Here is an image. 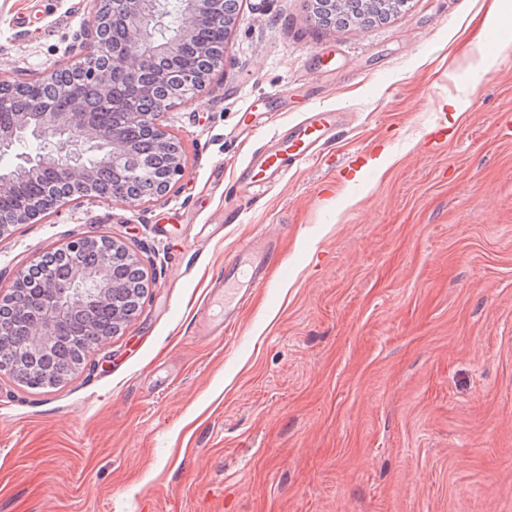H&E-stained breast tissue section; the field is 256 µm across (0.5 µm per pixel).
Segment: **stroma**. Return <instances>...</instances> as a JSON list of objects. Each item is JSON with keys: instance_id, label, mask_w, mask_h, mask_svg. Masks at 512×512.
Here are the masks:
<instances>
[{"instance_id": "1", "label": "stroma", "mask_w": 512, "mask_h": 512, "mask_svg": "<svg viewBox=\"0 0 512 512\" xmlns=\"http://www.w3.org/2000/svg\"><path fill=\"white\" fill-rule=\"evenodd\" d=\"M487 2L334 28L239 0L223 67L160 117L183 162L163 195L0 237V289L88 233L148 283L64 383L0 376V512H512V22L484 27ZM94 9L0 0V76L79 59ZM314 110L345 112L336 140L251 193L242 170ZM252 240L267 284L236 336L203 334Z\"/></svg>"}]
</instances>
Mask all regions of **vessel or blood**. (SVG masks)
<instances>
[{"instance_id": "b4317fda", "label": "vessel or blood", "mask_w": 512, "mask_h": 512, "mask_svg": "<svg viewBox=\"0 0 512 512\" xmlns=\"http://www.w3.org/2000/svg\"><path fill=\"white\" fill-rule=\"evenodd\" d=\"M336 126L332 112H313L288 137L280 139L277 148L265 155L257 168L249 170L244 181L256 187L264 185L267 178L286 174L289 167L309 159L315 145ZM267 251L260 245L241 248L232 262L225 267L224 277L218 283L221 310L212 316L213 330L228 335L234 331L238 313L253 288L266 281Z\"/></svg>"}]
</instances>
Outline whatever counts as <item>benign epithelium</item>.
I'll use <instances>...</instances> for the list:
<instances>
[{
	"instance_id": "obj_1",
	"label": "benign epithelium",
	"mask_w": 512,
	"mask_h": 512,
	"mask_svg": "<svg viewBox=\"0 0 512 512\" xmlns=\"http://www.w3.org/2000/svg\"><path fill=\"white\" fill-rule=\"evenodd\" d=\"M100 8L93 27L110 19H120L126 29L125 38L111 43L99 36L90 41L87 52L66 68L89 77L97 84L101 95L110 92L112 78L123 74L133 81L139 79L145 69L157 71L158 78L168 80V70L163 63L181 50L190 37L192 29L199 25H218L230 32L234 22L224 21L223 0H178L182 24L174 37H159L156 31L164 26L168 5L163 0H99ZM199 53L205 61L200 70L184 72L178 76L173 95L149 96L142 105L134 102L126 112L129 123L139 125L154 135L156 142L163 146L171 142L167 131L161 126L159 116L175 99L201 92L208 76L224 62V42L204 45ZM112 64L109 71L100 69L103 60ZM60 68L49 72L44 83L52 89V99L42 97L30 99L24 111L15 114L12 127L0 129V150L12 151L21 137L29 135L40 143L35 156H24L18 163L24 176L47 179L53 184L68 183L74 187L73 194L90 196L97 167L122 168L131 154L129 146L118 133L107 137L108 151L96 165L88 166L89 151L95 149L100 137L93 134L87 123L78 84L65 77H57ZM43 212L37 208L0 207V237L16 224H29ZM119 250L125 259L139 264L137 257L110 240L101 247V240L95 235H86L69 242L56 250L70 260L72 265L71 283L62 292L53 289L36 294L33 308L40 317L35 320L38 328L37 346L41 354L52 351L54 336L60 324L69 313L84 305L86 299L96 295L106 298V267L111 253Z\"/></svg>"
}]
</instances>
